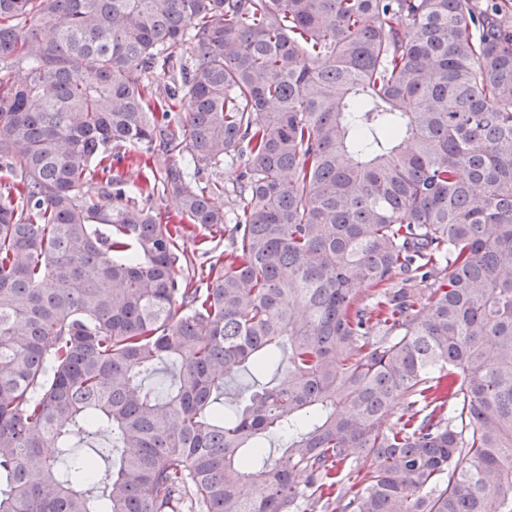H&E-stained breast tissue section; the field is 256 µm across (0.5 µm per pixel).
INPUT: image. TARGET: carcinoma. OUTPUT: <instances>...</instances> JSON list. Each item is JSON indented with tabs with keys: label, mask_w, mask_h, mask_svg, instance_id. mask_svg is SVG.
I'll return each instance as SVG.
<instances>
[{
	"label": "carcinoma",
	"mask_w": 512,
	"mask_h": 512,
	"mask_svg": "<svg viewBox=\"0 0 512 512\" xmlns=\"http://www.w3.org/2000/svg\"><path fill=\"white\" fill-rule=\"evenodd\" d=\"M0 64V512H512L497 4L0 0ZM74 442L76 443V447L73 448L74 453L80 454L81 456L92 457L103 466L109 452L102 437L97 436L95 439H83L82 441L76 438Z\"/></svg>",
	"instance_id": "1"
}]
</instances>
